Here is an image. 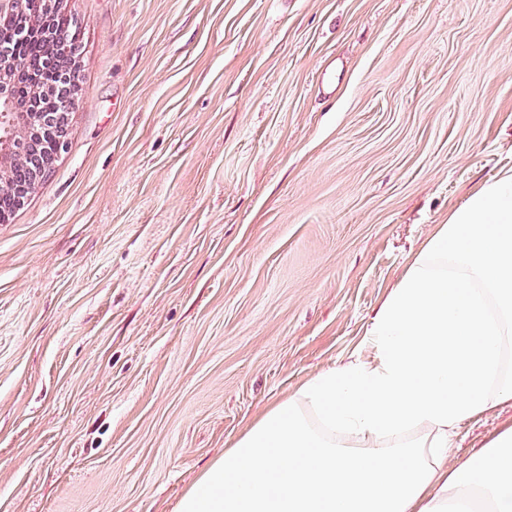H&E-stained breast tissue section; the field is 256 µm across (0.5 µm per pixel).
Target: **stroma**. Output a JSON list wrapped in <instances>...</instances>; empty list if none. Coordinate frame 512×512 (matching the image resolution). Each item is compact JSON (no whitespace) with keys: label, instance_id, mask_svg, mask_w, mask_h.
<instances>
[{"label":"stroma","instance_id":"stroma-1","mask_svg":"<svg viewBox=\"0 0 512 512\" xmlns=\"http://www.w3.org/2000/svg\"><path fill=\"white\" fill-rule=\"evenodd\" d=\"M62 8L68 147L0 224V512H175L512 168V0Z\"/></svg>","mask_w":512,"mask_h":512}]
</instances>
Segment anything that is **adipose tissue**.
Here are the masks:
<instances>
[{
    "label": "adipose tissue",
    "mask_w": 512,
    "mask_h": 512,
    "mask_svg": "<svg viewBox=\"0 0 512 512\" xmlns=\"http://www.w3.org/2000/svg\"><path fill=\"white\" fill-rule=\"evenodd\" d=\"M369 358L324 369L212 461L177 512H512V169L467 196L376 310ZM512 422V406L505 404L462 423L454 437V452L449 466L468 458L504 425Z\"/></svg>",
    "instance_id": "adipose-tissue-1"
}]
</instances>
